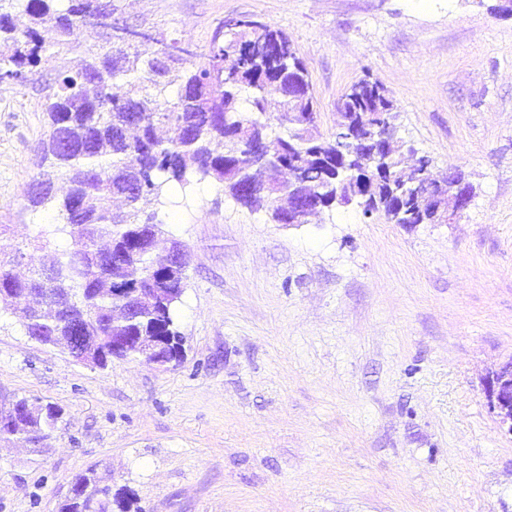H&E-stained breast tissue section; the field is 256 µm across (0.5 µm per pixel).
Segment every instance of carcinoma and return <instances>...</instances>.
<instances>
[{
    "instance_id": "carcinoma-1",
    "label": "carcinoma",
    "mask_w": 512,
    "mask_h": 512,
    "mask_svg": "<svg viewBox=\"0 0 512 512\" xmlns=\"http://www.w3.org/2000/svg\"><path fill=\"white\" fill-rule=\"evenodd\" d=\"M19 8L29 20L23 31L12 19ZM101 9L99 0H0V82L27 81L32 68L52 61L49 50L71 47L83 30L97 28ZM157 44L112 43L85 57L77 71H58V90L47 95L42 165L27 201L32 212L55 207L62 220L55 231L69 236L72 247L49 250L41 230L30 245L46 250L44 265L20 277L0 261V299L11 303L26 335L52 342L81 322L107 350L100 368L112 363L114 336L179 334L175 310L187 278H167L164 258L154 256L163 229L152 207L166 188L209 179L278 222L291 176L300 170L320 187L327 207L350 204L347 195L336 197L346 177L336 158L349 146L317 141L316 102L304 100L299 87L308 68L293 56L283 31L253 18L232 30L220 27L206 64L197 68L190 66L193 53L167 54ZM354 87L352 96L338 99L336 110L355 126L395 140L396 113L387 91L366 79ZM272 99L280 103L276 120L286 134L260 153L255 143L267 139ZM386 164L393 173L414 174L399 146ZM59 180L68 184L61 197ZM376 202L398 212L397 224L430 223L403 181ZM51 288L70 290V309L31 304ZM14 411L9 421H0V443L43 452L62 423V409L21 398ZM99 483L92 468L78 476L60 512H112L114 505L130 512L131 498Z\"/></svg>"
}]
</instances>
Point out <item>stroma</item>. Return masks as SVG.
Wrapping results in <instances>:
<instances>
[{
  "mask_svg": "<svg viewBox=\"0 0 512 512\" xmlns=\"http://www.w3.org/2000/svg\"><path fill=\"white\" fill-rule=\"evenodd\" d=\"M130 26L202 63L220 23L281 29L306 63L330 134L354 83H381L397 136L470 207L453 224H396L339 206L278 224L206 181L162 197L189 247L181 361L106 369L25 335L0 302V401L59 406L35 454L0 445V512H59L95 469L139 512H512V435L488 377L512 360V16L497 0H112ZM0 82V246L54 213L25 211L56 67Z\"/></svg>",
  "mask_w": 512,
  "mask_h": 512,
  "instance_id": "stroma-1",
  "label": "stroma"
}]
</instances>
